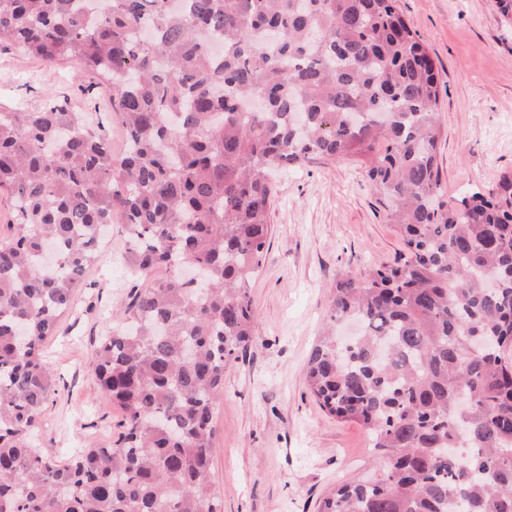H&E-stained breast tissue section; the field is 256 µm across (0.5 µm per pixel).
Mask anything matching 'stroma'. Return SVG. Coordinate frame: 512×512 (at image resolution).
<instances>
[{"instance_id":"1","label":"stroma","mask_w":512,"mask_h":512,"mask_svg":"<svg viewBox=\"0 0 512 512\" xmlns=\"http://www.w3.org/2000/svg\"><path fill=\"white\" fill-rule=\"evenodd\" d=\"M440 73L439 164L447 196L494 188L512 171V22L494 0H397ZM108 83L79 71L0 49V106L54 100L103 122L113 154L124 127L106 106ZM272 234L251 288L253 336L224 373L215 409L211 481L224 512H315L337 483L362 475L375 451L355 423L325 415L304 371L327 312V287L345 271L396 260L403 244L387 223L360 163L315 160L275 171ZM164 269L135 273L120 225H113L86 288L42 348L57 391L35 430L36 448L64 459L77 448L113 446L121 411L102 398L90 361L107 327L118 323L134 289Z\"/></svg>"}]
</instances>
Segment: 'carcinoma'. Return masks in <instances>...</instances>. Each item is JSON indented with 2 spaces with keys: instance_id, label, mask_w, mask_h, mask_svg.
Here are the masks:
<instances>
[{
  "instance_id": "obj_1",
  "label": "carcinoma",
  "mask_w": 512,
  "mask_h": 512,
  "mask_svg": "<svg viewBox=\"0 0 512 512\" xmlns=\"http://www.w3.org/2000/svg\"><path fill=\"white\" fill-rule=\"evenodd\" d=\"M92 2L0 0V47L100 75L128 135L116 161L81 112L0 109V512H223L214 415L251 336L269 174L355 157L403 252L329 288L306 385L376 457L316 512H512V172L444 198L436 66L397 0ZM116 219L135 271L170 275L92 351L119 442L61 461L33 444L57 391L40 349Z\"/></svg>"
}]
</instances>
